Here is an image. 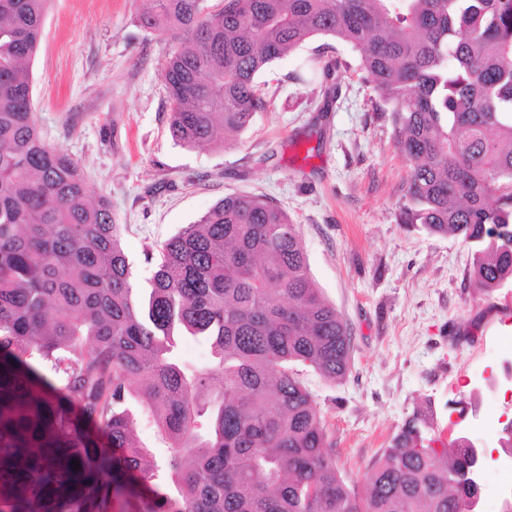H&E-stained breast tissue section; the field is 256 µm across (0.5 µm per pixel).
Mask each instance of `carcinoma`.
<instances>
[{
  "mask_svg": "<svg viewBox=\"0 0 512 512\" xmlns=\"http://www.w3.org/2000/svg\"><path fill=\"white\" fill-rule=\"evenodd\" d=\"M49 2L0 0V512H465L482 449L417 415L362 489L341 475L304 375L342 381L351 336L273 201L224 197L146 245L132 286L111 205L35 121ZM136 18L177 41L184 147L247 128L259 74L307 40L362 49L410 162L403 222L472 244L478 291L512 281V0H146ZM187 336L209 364L182 360Z\"/></svg>",
  "mask_w": 512,
  "mask_h": 512,
  "instance_id": "carcinoma-1",
  "label": "carcinoma"
}]
</instances>
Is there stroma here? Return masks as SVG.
<instances>
[{"instance_id":"obj_1","label":"stroma","mask_w":512,"mask_h":512,"mask_svg":"<svg viewBox=\"0 0 512 512\" xmlns=\"http://www.w3.org/2000/svg\"><path fill=\"white\" fill-rule=\"evenodd\" d=\"M136 13L135 0H52L30 64L40 134L125 225L134 286L154 273L143 244L170 238L225 195L267 196L297 224L316 286L351 330L346 379L305 376L346 480L361 484L420 409L439 430L463 427L499 447V432L460 411L497 408L475 351L501 335L512 284L479 293L470 244L401 222L409 163L361 51L308 40L259 76L267 105L246 130L223 147L185 148L168 131L163 71L174 43L138 27ZM305 65L331 71L294 81Z\"/></svg>"}]
</instances>
